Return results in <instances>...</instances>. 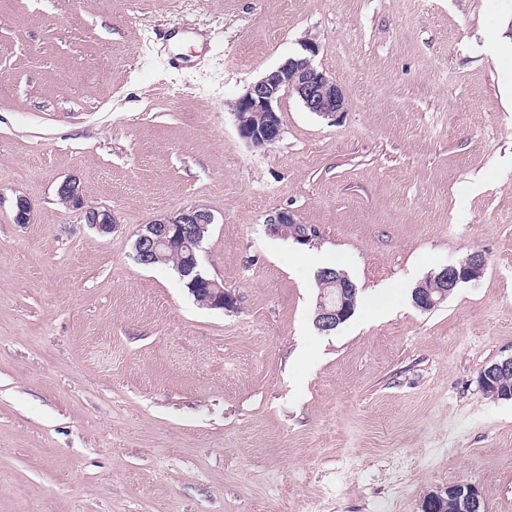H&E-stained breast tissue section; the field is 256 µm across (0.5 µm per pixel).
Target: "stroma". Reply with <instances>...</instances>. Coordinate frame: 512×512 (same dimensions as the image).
Segmentation results:
<instances>
[{"label":"stroma","instance_id":"obj_1","mask_svg":"<svg viewBox=\"0 0 512 512\" xmlns=\"http://www.w3.org/2000/svg\"><path fill=\"white\" fill-rule=\"evenodd\" d=\"M512 0H0V512H421L464 481L512 512ZM330 120L296 96L273 145L234 101L302 42ZM112 210L103 236L57 196ZM33 204L14 221L16 196ZM199 206L200 306L133 259ZM280 210L315 227L267 235ZM487 265L437 309L430 272ZM320 253L364 303L313 325ZM486 259L481 252L470 254L464 261L442 266L432 272L414 290L412 301L422 311H431L444 303L461 282L481 278ZM510 371L512 372V356L493 362L480 373V388L487 395H493L494 398L498 399L499 396H501V398L507 397L508 399H511L512 394L510 392H512V374L505 373ZM498 375L500 376L496 379L497 388L500 391L510 392H499L498 389H496V385L494 384L493 379H495Z\"/></svg>","mask_w":512,"mask_h":512}]
</instances>
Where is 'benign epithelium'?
<instances>
[{
	"label": "benign epithelium",
	"instance_id": "1",
	"mask_svg": "<svg viewBox=\"0 0 512 512\" xmlns=\"http://www.w3.org/2000/svg\"><path fill=\"white\" fill-rule=\"evenodd\" d=\"M318 48L310 42L302 43V52L288 58L276 69L253 83L236 99L234 115L240 138L255 147H265L277 142L282 136L279 103L284 94H294L303 106L324 118H335L347 110V100L336 80L320 70L314 63ZM58 194L66 205L80 211L84 223L101 234H110L115 228L116 218L106 208L84 205L82 189L75 179L63 181ZM32 203L24 195L15 200V218L27 224L32 214ZM214 223L212 213L201 207L181 209L173 214L158 217L144 225L133 242L136 257L144 262L159 258L166 248L179 247L189 250V256L200 248L206 226ZM297 242L309 243L317 237L314 228L299 223L293 213L279 211L270 215L265 224L266 233L281 237L284 228ZM486 266L484 255L478 251L464 261L442 266L431 273L413 290L414 305L422 311H431L444 303L462 282L481 278ZM184 272L193 274V280L206 285L203 304L211 309L226 310L236 303V297L213 278L203 277L198 263L191 260ZM319 279L332 281L334 290L319 294L315 307L314 325L321 333H330L344 322L353 311L356 284L343 272L319 269ZM512 372V356L498 360L486 367L479 375L482 391L494 397L512 398L511 393L496 390L493 382L498 375ZM446 496L456 499L458 512H480L481 501L475 486L470 483H455L438 488L426 495L422 501V512H430L433 505Z\"/></svg>",
	"mask_w": 512,
	"mask_h": 512
}]
</instances>
